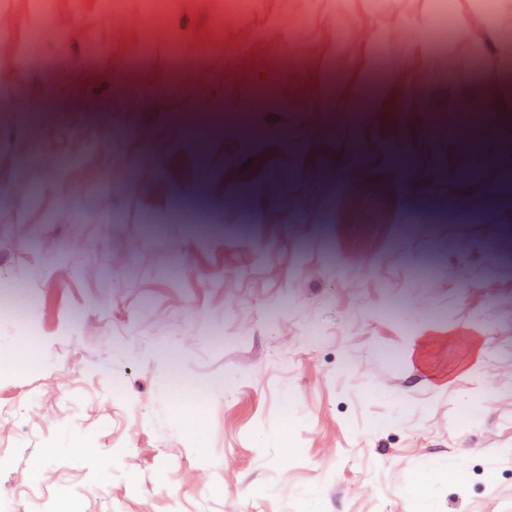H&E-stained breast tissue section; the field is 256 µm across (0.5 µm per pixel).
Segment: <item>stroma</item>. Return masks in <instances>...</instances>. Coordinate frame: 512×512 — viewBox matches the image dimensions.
<instances>
[{"mask_svg": "<svg viewBox=\"0 0 512 512\" xmlns=\"http://www.w3.org/2000/svg\"><path fill=\"white\" fill-rule=\"evenodd\" d=\"M434 7L54 0L42 35L38 0H0V283L44 339L0 383L34 409L0 485L51 512H512V196L484 206L496 169L465 180L428 111L512 92V0H453L444 37ZM205 109L262 141L196 143ZM186 376L180 369L179 364L171 366L169 378V390L177 401L178 410H191L196 414H200L210 403V395L208 391H201L197 395H187L182 391V383Z\"/></svg>", "mask_w": 512, "mask_h": 512, "instance_id": "stroma-1", "label": "stroma"}]
</instances>
